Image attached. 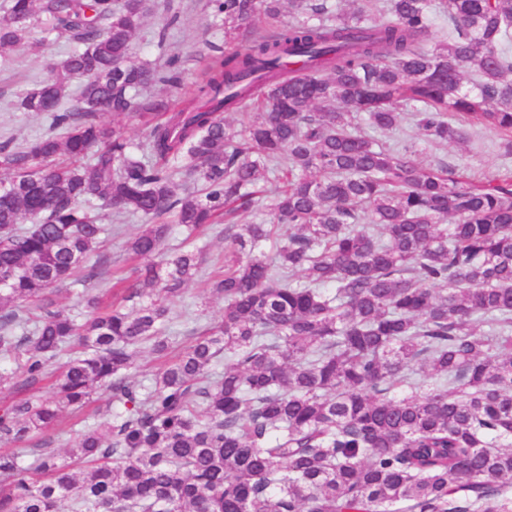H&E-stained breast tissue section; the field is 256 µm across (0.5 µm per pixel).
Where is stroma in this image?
Listing matches in <instances>:
<instances>
[{
  "label": "stroma",
  "instance_id": "1",
  "mask_svg": "<svg viewBox=\"0 0 512 512\" xmlns=\"http://www.w3.org/2000/svg\"><path fill=\"white\" fill-rule=\"evenodd\" d=\"M208 0H146L148 14L133 42V59L137 62L164 63L169 54H178L180 79L176 86L149 88V95H164L175 102L190 101L207 66L210 45L223 44L224 24L214 17L207 7ZM180 17L173 30L168 48L157 45L156 35L163 26L167 11ZM69 50L64 40L50 41L44 56L32 54L27 47H17L9 65H0V142H10L13 149L25 147L29 140L42 136L49 129L48 121L35 112H27L18 102L26 91L49 77L45 58L62 59ZM376 138L384 144L413 142L418 146L417 160L426 166L440 164L464 170L471 176L488 180L503 168L512 169V155L505 154L501 140L495 130L484 127L464 126L463 138L445 146L421 144L419 133L410 118H402L397 132L377 133ZM140 216L127 218L123 233H106L101 279L88 286L64 283L56 293L58 304L66 308L77 320H84L87 310L83 302L84 292L102 296L111 302L110 281L114 270L130 273L132 265L126 260V241L143 224ZM204 248L203 275L189 283L183 297L171 306V327L179 345H186L188 333L204 323L220 321L224 314L223 298L213 295L207 273L214 263L224 256V235L221 226H214L198 240Z\"/></svg>",
  "mask_w": 512,
  "mask_h": 512
}]
</instances>
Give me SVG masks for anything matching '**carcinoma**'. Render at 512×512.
Wrapping results in <instances>:
<instances>
[{"instance_id": "cac0c4a2", "label": "carcinoma", "mask_w": 512, "mask_h": 512, "mask_svg": "<svg viewBox=\"0 0 512 512\" xmlns=\"http://www.w3.org/2000/svg\"><path fill=\"white\" fill-rule=\"evenodd\" d=\"M281 2L209 0L224 45L182 107L134 102L179 81L176 56L165 71L129 60L145 0L4 5L1 63L52 36L74 49L20 101L52 132L0 145V390L35 392L61 352L83 351L51 396L0 406V442L55 428L99 389L115 410L64 456L1 452L0 512H512V171L476 182L360 125L396 130L405 101L427 144L460 135L452 114L511 153L512 0H442L448 32L433 46L431 0L350 13L293 0L287 22L256 31ZM249 106L246 122H224ZM133 108L148 131L136 146L99 120ZM248 209L269 219L235 222ZM134 215L158 220L127 242L142 259L172 224H225L211 282L223 319L148 384L137 348L165 357L176 343L169 306L199 250L118 279L129 312L95 295L79 323L54 295L100 279L88 259L102 221Z\"/></svg>"}]
</instances>
